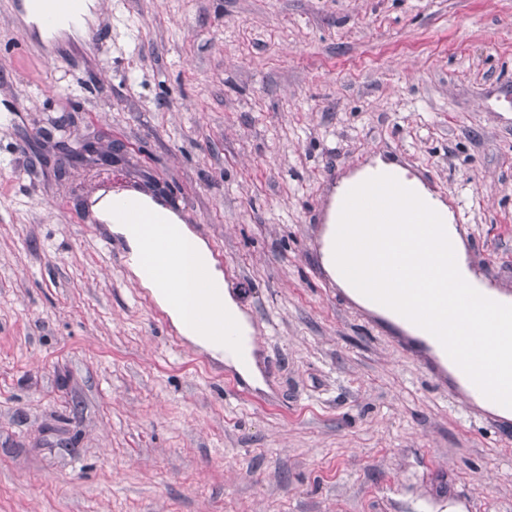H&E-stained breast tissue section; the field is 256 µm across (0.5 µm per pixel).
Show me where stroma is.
Listing matches in <instances>:
<instances>
[{"instance_id": "35a3bbf8", "label": "stroma", "mask_w": 512, "mask_h": 512, "mask_svg": "<svg viewBox=\"0 0 512 512\" xmlns=\"http://www.w3.org/2000/svg\"><path fill=\"white\" fill-rule=\"evenodd\" d=\"M0 0V512H512V421L326 291L314 207L397 151L512 291V0ZM228 259L264 388L176 345L77 201L56 118ZM47 26H51L60 16L72 13L74 0H28Z\"/></svg>"}]
</instances>
